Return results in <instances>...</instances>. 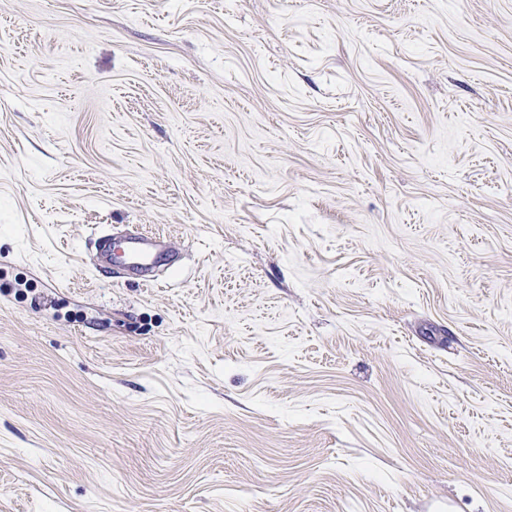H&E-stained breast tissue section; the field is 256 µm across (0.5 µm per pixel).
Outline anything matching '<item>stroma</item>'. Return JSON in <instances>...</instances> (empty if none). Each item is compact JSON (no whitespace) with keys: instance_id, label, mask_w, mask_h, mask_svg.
<instances>
[{"instance_id":"stroma-1","label":"stroma","mask_w":512,"mask_h":512,"mask_svg":"<svg viewBox=\"0 0 512 512\" xmlns=\"http://www.w3.org/2000/svg\"><path fill=\"white\" fill-rule=\"evenodd\" d=\"M0 512H512V0H0ZM120 237L125 262L137 272L144 273L154 265L171 262L170 245L163 237L148 236L134 230H127Z\"/></svg>"}]
</instances>
